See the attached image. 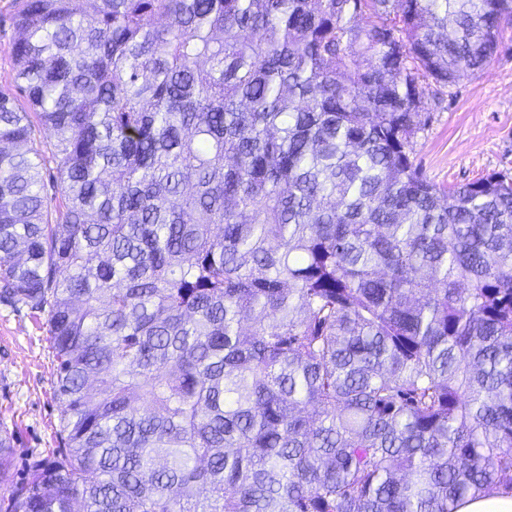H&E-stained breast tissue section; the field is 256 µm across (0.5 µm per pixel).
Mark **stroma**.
<instances>
[{"instance_id": "stroma-1", "label": "stroma", "mask_w": 512, "mask_h": 512, "mask_svg": "<svg viewBox=\"0 0 512 512\" xmlns=\"http://www.w3.org/2000/svg\"><path fill=\"white\" fill-rule=\"evenodd\" d=\"M414 161L437 186L492 174L512 178V32L490 65L447 88L425 115ZM44 316L0 302V428L13 436L14 472L58 446L57 363Z\"/></svg>"}]
</instances>
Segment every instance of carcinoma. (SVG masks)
Masks as SVG:
<instances>
[{"instance_id":"carcinoma-1","label":"carcinoma","mask_w":512,"mask_h":512,"mask_svg":"<svg viewBox=\"0 0 512 512\" xmlns=\"http://www.w3.org/2000/svg\"><path fill=\"white\" fill-rule=\"evenodd\" d=\"M15 6L0 299L46 317L61 447L15 482L0 431V512L512 490V180L413 157L512 0Z\"/></svg>"}]
</instances>
